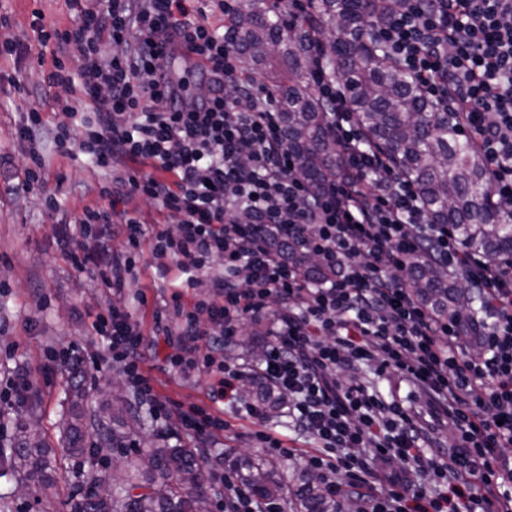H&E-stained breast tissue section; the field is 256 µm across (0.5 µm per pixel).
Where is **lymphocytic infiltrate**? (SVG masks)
Masks as SVG:
<instances>
[{
  "mask_svg": "<svg viewBox=\"0 0 512 512\" xmlns=\"http://www.w3.org/2000/svg\"><path fill=\"white\" fill-rule=\"evenodd\" d=\"M224 0H70L69 26L33 25L52 62L45 89L64 88L60 118L46 126L28 112L17 134L27 146L25 186H44L43 142L64 158H87L108 173L97 199L74 224L123 225L125 246L81 254L74 237L59 244L75 269L122 290L149 239L154 260L175 262L183 280L170 305L155 311L154 333L182 376H211L209 398L235 405L255 427L251 441L291 456L268 428L265 406L244 394L260 377L288 395L287 414L315 450L303 458L336 498L342 478L371 472L385 486L341 512H512V260L463 252L448 225L432 223L414 183L368 145L337 72L322 50L313 76L341 170L320 190L296 174L299 158L283 142L280 113L269 92L243 76V60L208 14ZM415 78L434 111L451 113L461 134L483 155L493 198L512 214V0H408L375 28ZM85 51L82 68L63 64L69 46ZM116 53H108L109 45ZM192 54L208 78L203 97L187 95L168 72L170 50ZM157 202L160 223L143 229L123 208L127 198ZM288 245L274 251L269 237ZM315 254L323 273L312 279L293 253ZM447 268L477 291L475 314L440 318L410 288L412 259ZM221 272H213L216 260ZM207 278L210 291L182 304L186 287ZM261 324L267 341L257 369L225 359L244 325ZM93 328L100 347L76 358L49 347L48 362L92 365L84 378L98 388L102 367L118 371L158 419H175L196 447L213 448L228 424L203 406L179 412L155 394L144 369L147 340L124 307L107 305ZM376 376L412 386L452 447L396 395L366 381ZM436 478L425 487L422 475ZM224 512H274L224 476Z\"/></svg>",
  "mask_w": 512,
  "mask_h": 512,
  "instance_id": "1",
  "label": "lymphocytic infiltrate"
}]
</instances>
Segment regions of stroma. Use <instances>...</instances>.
<instances>
[{
    "mask_svg": "<svg viewBox=\"0 0 512 512\" xmlns=\"http://www.w3.org/2000/svg\"><path fill=\"white\" fill-rule=\"evenodd\" d=\"M41 11L45 24L70 25L67 0H0V12L11 19L6 37L23 42L32 52L40 47L32 30L34 11ZM61 89L45 92L37 61L18 63L15 57H0V376L16 369L31 370L35 383L33 410L0 402V434L14 435L12 424L26 417L46 445L58 447L67 417L64 389L72 371L48 364L46 346L71 347L85 352L100 345L92 323L112 300L125 303L144 326H151L154 309L163 307L178 280L177 270L160 273L154 263L141 266L138 280L121 293L109 292L89 274L78 272L58 247L57 238L72 233L70 221L82 207L95 200L106 176L85 160L50 156L45 187L26 189L25 153L15 130L23 112L38 109L47 122H55ZM55 193L58 215H49L47 193ZM168 352L162 338L150 337L145 366L151 372L156 394L172 407L188 408L207 402L208 376H179L164 367ZM123 395L127 412L125 430L139 448L156 440L160 427L147 404L127 394L116 371L105 372L99 389L87 392L85 440L98 439L111 429L106 408L116 395ZM124 466L123 458L99 452L94 462L77 464L63 460L56 495L28 507L19 494L18 477H0V512H71L69 499L77 486L109 483Z\"/></svg>",
    "mask_w": 512,
    "mask_h": 512,
    "instance_id": "obj_1",
    "label": "stroma"
}]
</instances>
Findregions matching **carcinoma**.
Masks as SVG:
<instances>
[{
    "mask_svg": "<svg viewBox=\"0 0 512 512\" xmlns=\"http://www.w3.org/2000/svg\"><path fill=\"white\" fill-rule=\"evenodd\" d=\"M405 0H318L308 13L295 15L267 0H241L229 22L231 44L279 99L288 149L302 163V174L316 188L338 171L326 108L316 92L311 64L317 40L325 44L326 62L342 79L347 103L368 141L387 154L396 172L414 182L436 224L450 226L467 251L496 261L512 256V215L495 207L483 156L466 139L452 116L435 112L371 31ZM409 282L434 313L446 318L463 309L474 293L448 273L411 260ZM85 385H71L72 422L65 456L83 454ZM246 394L266 403L278 418L287 395L253 380ZM55 449L24 425L15 444L0 446V476L18 473L51 498L57 491ZM224 470L258 502L284 500L289 512H339L320 478L299 468L287 479L279 462L258 452L224 455ZM205 468L197 448L160 444L139 451L126 469L112 477V493L83 494L72 512H210Z\"/></svg>",
    "mask_w": 512,
    "mask_h": 512,
    "instance_id": "cac0c4a2",
    "label": "carcinoma"
}]
</instances>
